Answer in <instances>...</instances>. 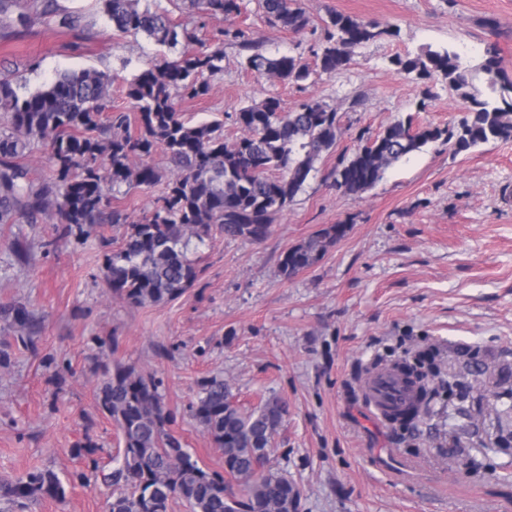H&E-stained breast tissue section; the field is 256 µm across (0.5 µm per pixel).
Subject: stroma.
Returning a JSON list of instances; mask_svg holds the SVG:
<instances>
[{
    "mask_svg": "<svg viewBox=\"0 0 512 512\" xmlns=\"http://www.w3.org/2000/svg\"><path fill=\"white\" fill-rule=\"evenodd\" d=\"M59 3L83 15L86 37L37 22L25 42H0V78L18 94L67 70L129 78L161 57L145 36L113 32L98 0ZM302 4L312 24L299 33L267 23L248 0L246 14L208 20L198 35L250 27L267 51L301 57L306 81L255 75L228 40L208 97L181 104L194 122L223 113L229 142L244 134L239 109L269 96L287 110L309 98L337 108L335 149L264 241L215 236L192 252L199 275L182 296L134 306L112 293L100 267L154 193H133L127 224L102 225L82 241L56 239L49 220L23 225L27 263L12 260L11 234L0 230V304L27 306L37 323L28 347L0 318L9 355L0 363V484L50 470L66 489L23 511L0 498V512H109L125 487L96 475L119 450L97 393L118 363L160 382L170 432L218 473L224 457L190 411L202 381L223 377L246 410L285 402L268 465L300 488L298 512H512V143L460 154L430 145L359 196L325 180L394 118L446 127L463 117L444 82L400 72L396 55L449 45L477 59L494 43L512 74V0ZM336 10L394 33L328 74L317 55ZM329 224L347 225L345 237L283 278L284 252ZM404 358L440 370L429 412L409 429L378 422L362 399L373 369Z\"/></svg>",
    "mask_w": 512,
    "mask_h": 512,
    "instance_id": "1",
    "label": "stroma"
}]
</instances>
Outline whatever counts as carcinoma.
Returning <instances> with one entry per match:
<instances>
[{
  "mask_svg": "<svg viewBox=\"0 0 512 512\" xmlns=\"http://www.w3.org/2000/svg\"><path fill=\"white\" fill-rule=\"evenodd\" d=\"M102 12L120 33L141 34L160 46L183 44L130 79L97 70L64 71L47 85L19 96L7 79L0 80V227L39 224L55 216L59 235L87 238L99 224H127L112 201L135 191L161 187L155 206L128 231L118 249L105 254L101 275L112 293L129 304H160L179 297L197 279L188 258L192 242L213 233L261 242L276 215L293 202L318 172L317 163L341 135L336 108L307 100L292 111L270 96L236 113L247 135L224 140V120L193 123L180 102L202 100L209 78L224 69V40L231 37L250 54L245 66L258 76L273 75L302 82L309 66L290 54H269L245 29H218L198 45L197 27L178 23L152 0H100ZM267 22L293 33L304 31L310 18L300 0H259ZM188 16L219 18L240 15L244 0H187ZM33 16L56 17L58 25L85 32L79 16L57 0H0V40L20 42L29 36ZM385 34L377 23L332 12L325 44L318 55L324 73L346 68L354 48ZM392 63L420 79L440 76L465 105L466 115L451 127L419 126L414 117L391 121L366 146L342 160L328 174L336 190L358 196L375 187L392 165L430 144L448 142L454 152L488 143L512 142V78L496 45L471 63L454 48L427 46ZM120 83L134 112L112 108V85ZM162 149L177 171L165 178L149 159ZM44 151L50 174L37 175L27 154ZM139 164H134V161ZM345 224H331L288 249L280 273L291 278L312 267L342 239ZM0 317L22 341L36 329L25 306L0 305ZM416 386L415 403L391 413L406 421L428 403V387ZM101 410L112 418L122 449L118 468L102 474L104 482L125 480L130 492L112 501L110 512H169L182 500L188 512H296L300 490L287 475L267 467L274 434L287 414L286 405L270 399L251 411L231 401V388L212 376L200 385L194 415L224 455V473L199 464L181 442L166 431L170 411L159 385L132 367L117 364L99 393ZM65 494L51 471L27 474L0 485V496L21 505Z\"/></svg>",
  "mask_w": 512,
  "mask_h": 512,
  "instance_id": "1",
  "label": "carcinoma"
}]
</instances>
